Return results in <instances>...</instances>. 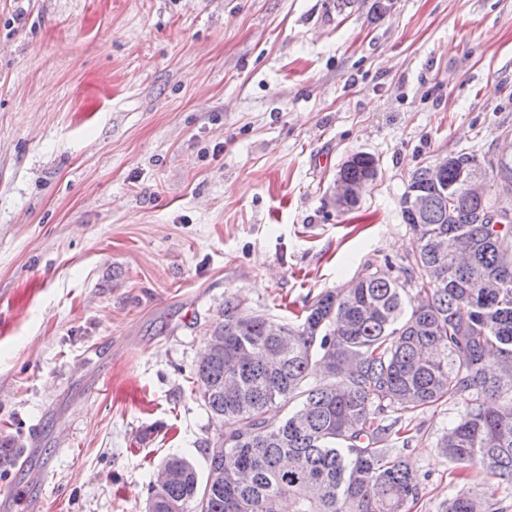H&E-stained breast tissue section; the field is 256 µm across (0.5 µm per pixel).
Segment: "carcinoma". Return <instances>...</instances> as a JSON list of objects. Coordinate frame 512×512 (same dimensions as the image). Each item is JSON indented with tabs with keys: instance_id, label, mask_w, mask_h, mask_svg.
<instances>
[{
	"instance_id": "cac0c4a2",
	"label": "carcinoma",
	"mask_w": 512,
	"mask_h": 512,
	"mask_svg": "<svg viewBox=\"0 0 512 512\" xmlns=\"http://www.w3.org/2000/svg\"><path fill=\"white\" fill-rule=\"evenodd\" d=\"M512 155L474 152L418 167L401 198L415 251L392 276L371 264L289 321L224 300L194 369L216 424L207 471L172 454L147 512H411L424 484L407 462L405 415L465 400L436 442L461 487L442 512H512V213L491 204ZM356 152L337 173L375 180ZM286 419L269 423L274 405ZM479 477L497 480L472 488Z\"/></svg>"
}]
</instances>
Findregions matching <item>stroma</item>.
<instances>
[{
	"label": "stroma",
	"mask_w": 512,
	"mask_h": 512,
	"mask_svg": "<svg viewBox=\"0 0 512 512\" xmlns=\"http://www.w3.org/2000/svg\"><path fill=\"white\" fill-rule=\"evenodd\" d=\"M512 133V0H0V512H145L213 433L225 298L288 320L414 248L419 166ZM378 177L342 213L352 153ZM405 455L440 512L436 446Z\"/></svg>",
	"instance_id": "35a3bbf8"
}]
</instances>
